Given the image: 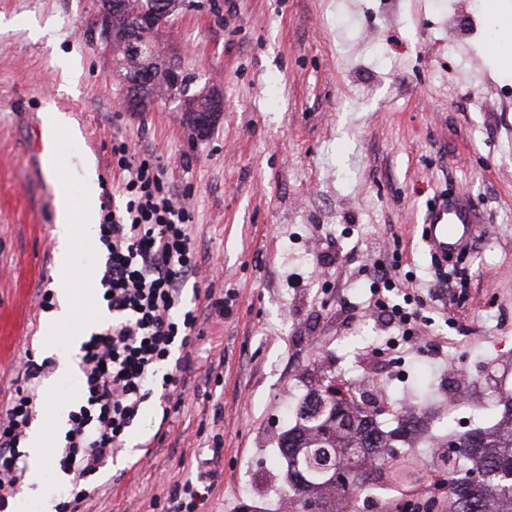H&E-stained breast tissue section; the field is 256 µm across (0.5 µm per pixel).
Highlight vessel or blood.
<instances>
[{
    "label": "vessel or blood",
    "instance_id": "obj_1",
    "mask_svg": "<svg viewBox=\"0 0 512 512\" xmlns=\"http://www.w3.org/2000/svg\"><path fill=\"white\" fill-rule=\"evenodd\" d=\"M475 210L468 201L444 200L424 217V236L431 254L439 259L461 253L474 231Z\"/></svg>",
    "mask_w": 512,
    "mask_h": 512
}]
</instances>
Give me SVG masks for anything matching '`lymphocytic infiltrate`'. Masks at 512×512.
Segmentation results:
<instances>
[{
    "mask_svg": "<svg viewBox=\"0 0 512 512\" xmlns=\"http://www.w3.org/2000/svg\"><path fill=\"white\" fill-rule=\"evenodd\" d=\"M112 162L122 177L121 201L102 213L99 223L106 251L100 285L111 319L83 342L77 357L79 395L68 413L58 460L71 487L56 512H78L89 480L123 447L153 383H160L162 401L171 403L190 369L188 348L198 321L184 298L185 284L201 264L189 209L165 188L150 159L136 158L119 144ZM376 280L384 296L375 308L383 324L402 337L403 352L412 353L414 299L390 270L379 269ZM54 366V358L27 355L20 381L0 402V512L26 477L20 443L40 401L39 381ZM212 490L200 478L172 484L166 497L170 512H200Z\"/></svg>",
    "mask_w": 512,
    "mask_h": 512,
    "instance_id": "lymphocytic-infiltrate-1",
    "label": "lymphocytic infiltrate"
}]
</instances>
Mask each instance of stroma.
<instances>
[{
  "instance_id": "1",
  "label": "stroma",
  "mask_w": 512,
  "mask_h": 512,
  "mask_svg": "<svg viewBox=\"0 0 512 512\" xmlns=\"http://www.w3.org/2000/svg\"><path fill=\"white\" fill-rule=\"evenodd\" d=\"M91 16L90 0H0V399L26 353L66 361L42 379L33 420L62 445L54 408L79 381L76 349L37 306L56 286L54 180L32 152L46 103L77 104L73 125L92 126L95 142L62 136L57 148L69 182L94 166L100 202L113 145L159 163L191 209L202 270L185 286L200 318L184 401L167 417L146 403L84 512H167L153 498L197 476L213 482L205 512H277L288 493L276 441L300 389L328 375L359 386L405 370L395 401L426 405L435 429L449 384L484 393L512 352V67L496 49L512 0H188L157 42L194 90L224 98L203 136L180 103L127 110L111 57L83 34ZM448 193L469 198L479 224L435 287L422 221ZM103 255L98 236L73 245L96 297ZM381 266L411 272L417 333L448 354L384 349L371 294ZM66 485L48 457L13 510L54 512Z\"/></svg>"
}]
</instances>
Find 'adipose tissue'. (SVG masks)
<instances>
[{"instance_id": "adipose-tissue-1", "label": "adipose tissue", "mask_w": 512, "mask_h": 512, "mask_svg": "<svg viewBox=\"0 0 512 512\" xmlns=\"http://www.w3.org/2000/svg\"><path fill=\"white\" fill-rule=\"evenodd\" d=\"M56 224L54 236L57 240V278L59 308L55 313V324L68 330L69 343H76L81 328L72 318L75 306L88 307V322H95L101 316L94 297L89 295L82 280L71 269V254L74 240L80 236L92 235L94 225L82 224L78 221V212L71 206L68 187L64 182L55 184Z\"/></svg>"}]
</instances>
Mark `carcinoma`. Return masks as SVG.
Returning a JSON list of instances; mask_svg holds the SVG:
<instances>
[{
	"label": "carcinoma",
	"mask_w": 512,
	"mask_h": 512,
	"mask_svg": "<svg viewBox=\"0 0 512 512\" xmlns=\"http://www.w3.org/2000/svg\"><path fill=\"white\" fill-rule=\"evenodd\" d=\"M151 0H124L121 11L112 15V30L117 42L125 38L150 39L151 33L139 27L140 6ZM192 75L162 66V77L153 97L168 99L180 91ZM313 394L325 400L326 409L313 415L302 407L291 414L295 424L284 439L278 440L281 456L287 463L288 500L291 512H305L309 501L318 512H353L352 505L369 490H389L386 476L396 474L405 481L420 474L413 454L412 436L421 432L419 419L402 431H390L362 408V399L336 383L324 380ZM472 409L483 419L499 417L512 423V391H493L476 398ZM458 436L460 449L453 457L433 452L426 465L437 489L443 491L445 512H512V428L501 430L476 426L458 435L447 428L445 437ZM351 466L347 482L334 480L336 468ZM483 476L475 483L470 474Z\"/></svg>",
	"instance_id": "carcinoma-1"
}]
</instances>
